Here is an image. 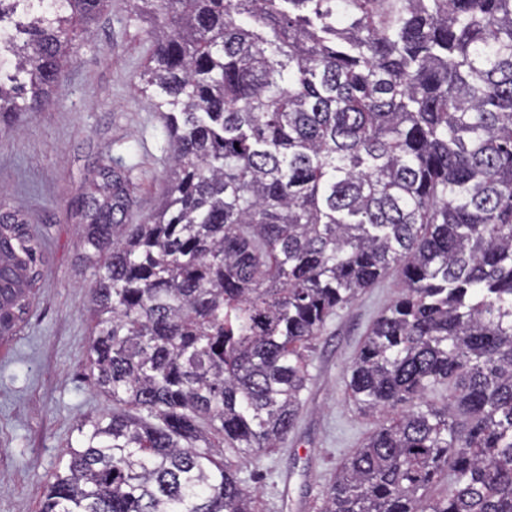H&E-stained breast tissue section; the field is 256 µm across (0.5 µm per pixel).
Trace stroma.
<instances>
[{"label": "stroma", "instance_id": "stroma-1", "mask_svg": "<svg viewBox=\"0 0 512 512\" xmlns=\"http://www.w3.org/2000/svg\"><path fill=\"white\" fill-rule=\"evenodd\" d=\"M149 28L131 0H107L90 31L73 35L52 106L0 132V204L21 211L45 244L30 306L13 335L0 337V512H39L79 445L77 422L112 407L89 369L93 269L73 204L98 195L103 163L129 180L126 223L153 214L167 191V131L155 91L138 79ZM401 288L399 270L389 269L339 310L307 351L311 380L288 439L257 463L233 456L257 490L254 512H321L326 486L382 422L355 404L346 369Z\"/></svg>", "mask_w": 512, "mask_h": 512}]
</instances>
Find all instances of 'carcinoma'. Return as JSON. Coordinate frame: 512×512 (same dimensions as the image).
Instances as JSON below:
<instances>
[{
  "instance_id": "cac0c4a2",
  "label": "carcinoma",
  "mask_w": 512,
  "mask_h": 512,
  "mask_svg": "<svg viewBox=\"0 0 512 512\" xmlns=\"http://www.w3.org/2000/svg\"><path fill=\"white\" fill-rule=\"evenodd\" d=\"M103 2L24 11L0 51L28 79H0V124L52 105L70 32ZM132 5L152 22L140 81L169 185L126 224L128 179L100 167L82 245L104 258L89 362L112 410L77 425L40 512H251L225 449L259 462L288 437L311 341L394 266L402 291L347 386L367 411L406 410L323 512H512V0ZM42 262L0 206V336Z\"/></svg>"
}]
</instances>
